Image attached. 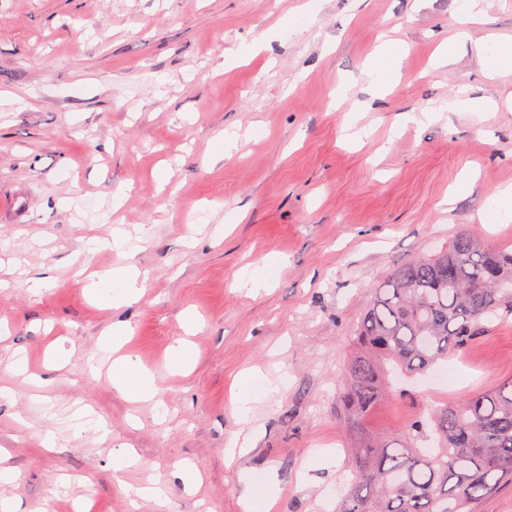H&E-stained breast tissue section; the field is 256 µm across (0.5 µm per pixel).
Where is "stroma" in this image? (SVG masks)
I'll list each match as a JSON object with an SVG mask.
<instances>
[{"label":"stroma","mask_w":512,"mask_h":512,"mask_svg":"<svg viewBox=\"0 0 512 512\" xmlns=\"http://www.w3.org/2000/svg\"><path fill=\"white\" fill-rule=\"evenodd\" d=\"M478 2L473 25L455 0H0V386L13 391L0 397V461L15 474L0 497L18 512H160L123 491L153 482L172 512H243L241 472L260 488L271 470L275 512H336L355 443L338 394L372 288L462 233L512 250L492 202L512 185V73L490 76L476 52L512 44V0ZM388 38L405 53L400 75L360 111L362 70ZM451 38L455 58L436 64ZM463 91L497 110L400 124ZM235 128L237 153L218 156ZM471 168V192L442 211ZM143 224L135 255L109 247L114 228ZM93 239L103 248L89 251ZM272 256L266 291L234 288ZM130 263L141 299L97 306L86 274ZM117 322L162 408L88 373ZM181 340L194 362L175 374ZM278 366L287 387L257 403L248 452L227 459L235 381ZM438 366L446 385L419 377L416 399H382L364 433L388 438L420 408L511 382L512 318ZM122 446L139 462L117 471ZM189 465L201 475L190 493Z\"/></svg>","instance_id":"35a3bbf8"}]
</instances>
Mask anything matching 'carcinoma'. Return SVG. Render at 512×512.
<instances>
[{
  "mask_svg": "<svg viewBox=\"0 0 512 512\" xmlns=\"http://www.w3.org/2000/svg\"><path fill=\"white\" fill-rule=\"evenodd\" d=\"M510 316L512 251L466 234L373 289L339 393L340 419L358 438L336 512H475L503 479L512 482V382L420 413L390 442L360 435L392 391L393 370L424 373Z\"/></svg>",
  "mask_w": 512,
  "mask_h": 512,
  "instance_id": "obj_1",
  "label": "carcinoma"
}]
</instances>
